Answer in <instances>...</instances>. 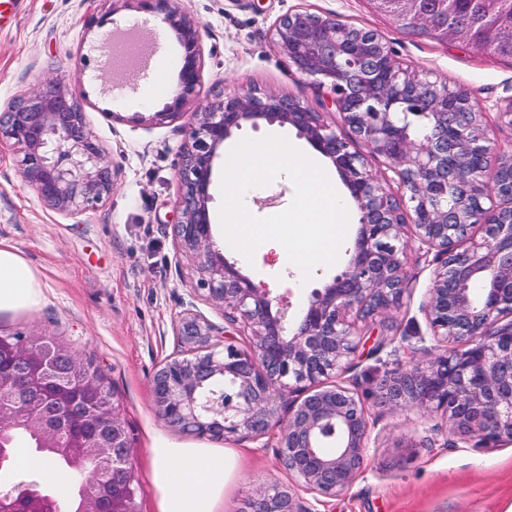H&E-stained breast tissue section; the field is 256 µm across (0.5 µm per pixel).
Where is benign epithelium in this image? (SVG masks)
Listing matches in <instances>:
<instances>
[{
    "label": "benign epithelium",
    "instance_id": "obj_1",
    "mask_svg": "<svg viewBox=\"0 0 512 512\" xmlns=\"http://www.w3.org/2000/svg\"><path fill=\"white\" fill-rule=\"evenodd\" d=\"M135 2L160 15L184 48L172 101L150 117L178 119L201 82L202 26L174 0ZM397 4L393 19L448 44V23L436 24L422 0ZM271 41L299 73L329 87L342 122L386 158L403 194H390L322 113L274 91H213L190 115L175 169L174 238L193 261V292L223 309L224 325L184 310L175 335L197 349L155 372L158 417L180 432L224 441H258L276 426L274 447L299 486L323 498L347 490L365 471L371 438L365 403L339 377L354 369L355 319L400 306L412 238L435 265L425 306L430 338L461 346L397 366L373 396L394 410L442 413L464 442L512 445V141L488 137L470 92L399 62L377 31L298 10L274 22ZM262 121L296 129L336 168L360 212L345 270L313 290L293 320L216 249L211 234L215 160L235 131ZM3 142L18 148L22 180L53 211L80 213L112 195L114 169L77 97L57 81L0 110ZM243 330L251 336L246 349L236 339ZM111 417L112 447L123 457L110 464L124 482L112 500L79 512H135L133 450L115 403ZM249 507L305 512L291 487L277 482L262 484Z\"/></svg>",
    "mask_w": 512,
    "mask_h": 512
}]
</instances>
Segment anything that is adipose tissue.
<instances>
[{
	"label": "adipose tissue",
	"instance_id": "1",
	"mask_svg": "<svg viewBox=\"0 0 512 512\" xmlns=\"http://www.w3.org/2000/svg\"><path fill=\"white\" fill-rule=\"evenodd\" d=\"M43 298L38 273L13 247L0 244V312L30 309ZM237 462L230 448L219 452L154 443L152 478L161 492L160 512H219Z\"/></svg>",
	"mask_w": 512,
	"mask_h": 512
}]
</instances>
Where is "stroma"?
<instances>
[{
    "label": "stroma",
    "instance_id": "stroma-1",
    "mask_svg": "<svg viewBox=\"0 0 512 512\" xmlns=\"http://www.w3.org/2000/svg\"><path fill=\"white\" fill-rule=\"evenodd\" d=\"M179 5L203 28L202 85L184 112L196 111L220 85L228 93L273 90L334 121L329 90L289 67L269 42L273 22L303 6L378 31L401 61L431 72L449 88H466L486 114L489 137L512 139V127L497 119L512 98L511 58L413 34L376 12L369 0H180ZM123 36L140 47L133 60H116L110 51ZM183 53L158 17L122 0H11L0 6V108L44 80L59 79L77 96L117 172L106 201L62 215L48 210L23 182L13 146L0 145V242L13 246L45 284L39 306L0 315V332L53 337L106 375L132 441L136 512H159L160 491L151 477L153 441L220 447L168 427L156 414L153 396L160 365L192 352L174 334L186 303L195 302L213 322L224 320L222 309L193 300L191 263L178 255L171 234L180 218L175 169L186 122L128 120L169 102ZM116 112L126 115L125 123H113ZM359 219V211H351L343 253L333 265L315 267L304 284L275 251L258 249L248 260L226 243L220 224H213L212 234L243 275L290 304L297 316L311 291L344 270ZM405 271L402 305L365 324L353 357V376L367 398L371 435L378 440L367 452L365 473L346 492L318 500L297 487L275 448L238 440L232 444L240 453L238 466L221 512H247L249 496L270 481L293 487L313 512H512V446L440 447L452 433L446 420L415 409L395 411L367 397L374 378L426 358L418 342L402 337L426 328L422 307L432 267L413 251Z\"/></svg>",
    "mask_w": 512,
    "mask_h": 512
}]
</instances>
